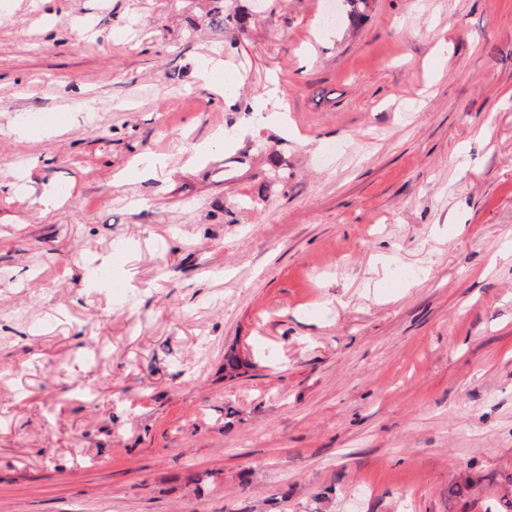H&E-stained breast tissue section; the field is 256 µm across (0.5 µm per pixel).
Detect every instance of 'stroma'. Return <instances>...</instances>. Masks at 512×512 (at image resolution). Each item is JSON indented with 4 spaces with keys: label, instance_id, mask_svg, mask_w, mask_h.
<instances>
[{
    "label": "stroma",
    "instance_id": "35a3bbf8",
    "mask_svg": "<svg viewBox=\"0 0 512 512\" xmlns=\"http://www.w3.org/2000/svg\"><path fill=\"white\" fill-rule=\"evenodd\" d=\"M323 3L0 0V512H512V0ZM211 2L216 4L207 12V22L211 29L219 32H224V29L231 27L239 31L245 30L251 13L236 6L227 5V0H211Z\"/></svg>",
    "mask_w": 512,
    "mask_h": 512
}]
</instances>
